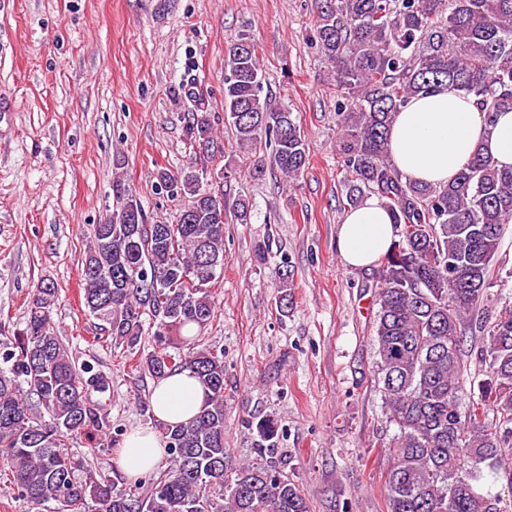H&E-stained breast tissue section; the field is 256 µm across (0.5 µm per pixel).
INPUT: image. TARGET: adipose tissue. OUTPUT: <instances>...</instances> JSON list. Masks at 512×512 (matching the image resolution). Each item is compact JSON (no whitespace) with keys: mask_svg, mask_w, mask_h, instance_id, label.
Instances as JSON below:
<instances>
[{"mask_svg":"<svg viewBox=\"0 0 512 512\" xmlns=\"http://www.w3.org/2000/svg\"><path fill=\"white\" fill-rule=\"evenodd\" d=\"M390 157L407 180L442 186L452 181L475 151L501 167H512V112L486 123L472 96L445 88L411 99L390 131ZM396 237L390 214L381 200L368 196L350 209L336 241L344 266L367 268L384 254ZM206 392L191 371H183L155 386L151 395L155 418L167 424L185 423L205 403ZM160 433L141 430L127 435L116 461L130 479L152 471L164 456Z\"/></svg>","mask_w":512,"mask_h":512,"instance_id":"1","label":"adipose tissue"}]
</instances>
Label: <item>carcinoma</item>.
Instances as JSON below:
<instances>
[{
  "instance_id": "cac0c4a2",
  "label": "carcinoma",
  "mask_w": 512,
  "mask_h": 512,
  "mask_svg": "<svg viewBox=\"0 0 512 512\" xmlns=\"http://www.w3.org/2000/svg\"><path fill=\"white\" fill-rule=\"evenodd\" d=\"M312 42L333 69L346 202L378 196L400 229L380 259L374 296V384L389 422L387 512H505L475 488L482 468L512 491V303L490 291L512 276L501 255L512 224V168L475 153L445 186L403 180L387 148L388 128L407 101L438 88L475 99L484 120L512 109V0H320ZM188 60L173 97L188 104L184 133L213 142L215 115ZM256 44L242 31L224 53V122L242 149L272 147L273 162L297 178L308 164L292 112L262 97ZM198 160L157 172L168 196L184 201L177 223L149 224L126 183L112 181L115 209L94 224L82 262L83 304L115 348L135 353L144 325L155 347L137 359L160 382L190 370L209 390L186 424H156L169 467L127 481L94 463L118 451L109 414L93 394L112 377L76 361L57 335L54 283L41 281L25 327L0 339V480L31 506L57 512H310L304 491L282 473L278 423L255 424L254 459L235 464L224 447V349L200 343L215 318L212 284L224 273V224L232 211L203 182ZM479 333L480 369L464 377V336ZM470 388H465V385ZM28 390H23V386ZM85 439L80 455L69 442Z\"/></svg>"
}]
</instances>
